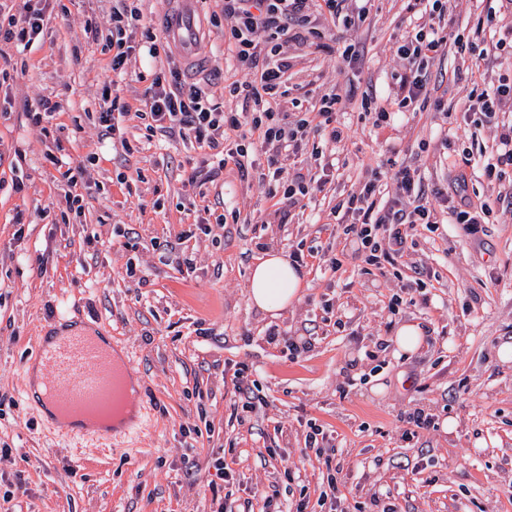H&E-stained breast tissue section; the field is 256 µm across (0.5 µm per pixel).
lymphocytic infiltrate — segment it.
<instances>
[{
	"instance_id": "obj_1",
	"label": "lymphocytic infiltrate",
	"mask_w": 512,
	"mask_h": 512,
	"mask_svg": "<svg viewBox=\"0 0 512 512\" xmlns=\"http://www.w3.org/2000/svg\"><path fill=\"white\" fill-rule=\"evenodd\" d=\"M343 0H224V17L231 25L224 40L234 58L246 72L245 79L226 82L223 72L213 69L192 81L179 64L155 71L144 94L141 109L126 101L117 81L132 51L137 50L135 35L143 21L141 0H115L108 27L89 22L86 38L111 51L110 68L114 81L106 85L103 99L107 106L96 115L102 135H116L118 117L143 121L147 133H158L195 144L203 153L201 165L191 177L192 183L215 182L227 166H234L240 178H247L253 167V146H260L267 156V170L260 178L268 193L282 204L280 223H287L293 210L320 189L322 180L332 176L340 160L316 148L312 151L315 168L295 172L291 161L307 146L311 136L321 135L338 143L348 137L346 126L337 120L344 106L342 96L323 95L316 108L289 111V91L285 75L289 69L288 45L319 39L312 24L313 16L344 22L365 21V10L344 13ZM409 24L396 43V54L403 61L404 72L397 78L398 90L381 101L371 93L361 95L363 118L373 126L389 124L397 112H408L425 104L430 97L427 70L443 54L453 34V17L448 0H406ZM228 93L243 98L241 111L226 110L218 96L220 85ZM481 120L493 125L498 133V156L487 164V179L500 178L503 167L512 166V119H503L500 109L489 106L485 94H477ZM370 176L359 191L330 211L331 218L346 217L345 235L351 236L363 263L377 271L396 265L402 258L407 240L417 225L435 229L439 212L449 211L456 223L473 226L489 223L492 207L463 197L457 200L439 194L428 199L418 169L399 166L393 175L381 167L369 170ZM391 177L395 192L385 204H378L376 193L384 177Z\"/></svg>"
}]
</instances>
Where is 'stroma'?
<instances>
[{
	"mask_svg": "<svg viewBox=\"0 0 512 512\" xmlns=\"http://www.w3.org/2000/svg\"><path fill=\"white\" fill-rule=\"evenodd\" d=\"M113 0H50L31 49L0 41V512H214L208 479L217 458L235 472L227 485L235 512L262 494L279 503L307 493L317 502L330 469L348 512H374L389 494L398 512H512V177L488 181L497 156L489 125L463 122L472 89L512 83V51L472 39L477 18L512 27L499 0H451L454 31L430 69V103L376 128L359 120V101L340 119L350 136L336 146L345 160L307 206L279 224L278 204L258 177L228 169L197 196L189 179L199 150L158 136L146 141L101 137L92 119L112 78L110 53L88 42L87 19L107 24ZM357 27L324 23L325 50L294 45L290 94L310 106L327 93L370 91L384 99L400 65L402 0H368ZM206 29L198 55L228 80L243 79L224 51L221 0H204ZM361 56L342 66L347 45ZM485 52L479 71L467 67ZM56 103L33 123L40 99ZM85 165L82 219L62 217L66 185L49 153ZM97 155L95 164L85 159ZM419 168L429 194L453 191L466 173V194L493 206L492 223L469 232L447 223L418 227L385 276L365 274L330 210L366 178L365 162ZM129 183H119L118 173ZM22 191H14V182ZM236 212L210 233L191 231L203 207ZM315 250L303 266L301 296L280 317L251 307L248 279L265 252L295 244ZM341 266L331 270L330 258ZM134 275H127V268ZM423 268L426 287L413 304L390 310L393 294ZM345 314V330L324 322L323 299ZM86 326L99 325L141 371L145 399L138 420L112 449L92 433L75 442L28 395L27 373L38 340L59 307ZM403 323L419 324L422 348L370 359L377 340H393ZM309 336L310 352L289 360L266 333ZM375 352V351H374ZM246 367L254 409L243 412L235 369ZM424 409L435 425L404 438L407 417ZM331 435L329 456L304 449L308 420Z\"/></svg>",
	"mask_w": 512,
	"mask_h": 512,
	"instance_id": "obj_1",
	"label": "stroma"
}]
</instances>
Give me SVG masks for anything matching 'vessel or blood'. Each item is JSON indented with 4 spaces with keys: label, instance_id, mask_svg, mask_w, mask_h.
<instances>
[{
    "label": "vessel or blood",
    "instance_id": "b4317fda",
    "mask_svg": "<svg viewBox=\"0 0 512 512\" xmlns=\"http://www.w3.org/2000/svg\"><path fill=\"white\" fill-rule=\"evenodd\" d=\"M162 25L170 42L187 63H194L202 38V15L196 0H171ZM37 355L55 377L44 389L51 404L71 407L107 401L118 375H131L132 362L114 364L107 348L89 334L73 331L51 344H38Z\"/></svg>",
    "mask_w": 512,
    "mask_h": 512
}]
</instances>
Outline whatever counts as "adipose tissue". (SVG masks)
Segmentation results:
<instances>
[{"instance_id":"adipose-tissue-1","label":"adipose tissue","mask_w":512,"mask_h":512,"mask_svg":"<svg viewBox=\"0 0 512 512\" xmlns=\"http://www.w3.org/2000/svg\"><path fill=\"white\" fill-rule=\"evenodd\" d=\"M302 287L300 271L281 253L269 251L251 270L249 301L260 311L276 317L298 300Z\"/></svg>"}]
</instances>
